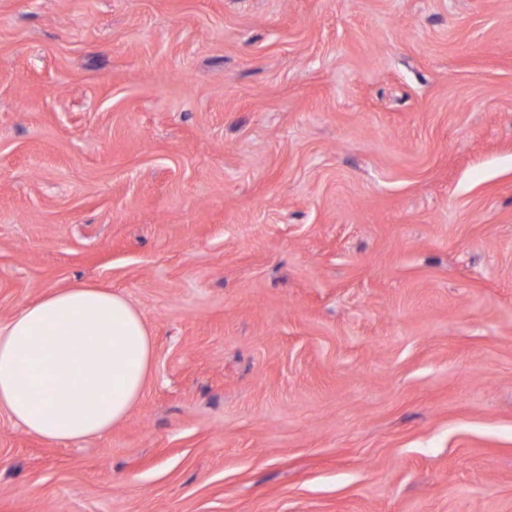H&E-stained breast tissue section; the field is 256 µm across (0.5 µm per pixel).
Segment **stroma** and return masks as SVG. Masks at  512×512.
Returning <instances> with one entry per match:
<instances>
[{"label":"stroma","instance_id":"1","mask_svg":"<svg viewBox=\"0 0 512 512\" xmlns=\"http://www.w3.org/2000/svg\"><path fill=\"white\" fill-rule=\"evenodd\" d=\"M76 282L152 373L0 512H512V0H0V325Z\"/></svg>","mask_w":512,"mask_h":512}]
</instances>
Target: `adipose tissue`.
<instances>
[{"label":"adipose tissue","mask_w":512,"mask_h":512,"mask_svg":"<svg viewBox=\"0 0 512 512\" xmlns=\"http://www.w3.org/2000/svg\"><path fill=\"white\" fill-rule=\"evenodd\" d=\"M152 361L143 312L111 289L77 283L0 326V411L50 442L97 438L130 415Z\"/></svg>","instance_id":"adipose-tissue-1"}]
</instances>
